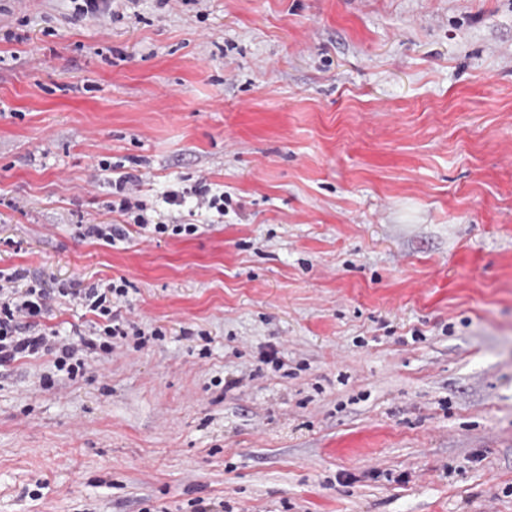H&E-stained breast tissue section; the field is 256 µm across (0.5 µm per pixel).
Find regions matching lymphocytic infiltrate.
Returning a JSON list of instances; mask_svg holds the SVG:
<instances>
[{
	"mask_svg": "<svg viewBox=\"0 0 512 512\" xmlns=\"http://www.w3.org/2000/svg\"><path fill=\"white\" fill-rule=\"evenodd\" d=\"M141 183L132 176L119 177L115 182L116 198L113 211L123 216L120 224H82L78 231L82 237L113 246L127 241L129 226H136L151 236H190L197 225L155 219L147 205L140 200ZM14 275L0 271V364L21 357L52 356L57 371L68 378L81 375L88 366V357L97 352L112 350L115 338L134 336L137 345H144L146 336L161 338V329L144 333L141 329H126L121 314L128 301L126 282L96 283L81 288L66 284L55 288L43 287L33 281L24 288L14 287ZM64 302L94 315L87 330H73L68 334L44 326L45 316L54 304Z\"/></svg>",
	"mask_w": 512,
	"mask_h": 512,
	"instance_id": "obj_1",
	"label": "lymphocytic infiltrate"
}]
</instances>
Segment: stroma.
I'll return each instance as SVG.
<instances>
[{"instance_id": "obj_1", "label": "stroma", "mask_w": 512, "mask_h": 512, "mask_svg": "<svg viewBox=\"0 0 512 512\" xmlns=\"http://www.w3.org/2000/svg\"><path fill=\"white\" fill-rule=\"evenodd\" d=\"M0 106V270L164 332L0 366V512H512V0H0ZM141 183L132 176H121L115 181V192L112 195L118 197L112 200V210L123 216L125 224H81L78 226L79 234L84 238L100 241L108 246H114L117 242H125L129 238V230L126 224H134L141 232L155 236H190L195 234L199 227L197 224H181L170 220L165 222L161 214L156 213L157 221L148 213L147 205L137 197L141 192ZM180 223V224H179ZM194 196L196 198L192 207L194 215L212 214L218 219L224 218L225 200L228 201V196L224 195V191L212 192V188L202 181L194 190Z\"/></svg>"}]
</instances>
